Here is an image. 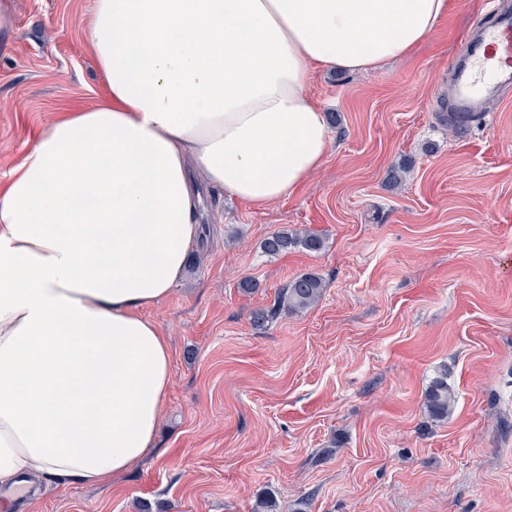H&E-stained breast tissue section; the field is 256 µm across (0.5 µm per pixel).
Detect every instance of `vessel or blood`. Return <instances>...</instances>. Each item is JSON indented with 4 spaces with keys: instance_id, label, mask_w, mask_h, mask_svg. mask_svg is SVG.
<instances>
[{
    "instance_id": "vessel-or-blood-1",
    "label": "vessel or blood",
    "mask_w": 512,
    "mask_h": 512,
    "mask_svg": "<svg viewBox=\"0 0 512 512\" xmlns=\"http://www.w3.org/2000/svg\"><path fill=\"white\" fill-rule=\"evenodd\" d=\"M491 14L487 27L466 34L452 63L448 109L463 119L483 114L489 101L512 91V8Z\"/></svg>"
}]
</instances>
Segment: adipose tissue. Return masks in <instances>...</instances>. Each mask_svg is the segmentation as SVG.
<instances>
[{
	"mask_svg": "<svg viewBox=\"0 0 512 512\" xmlns=\"http://www.w3.org/2000/svg\"><path fill=\"white\" fill-rule=\"evenodd\" d=\"M448 0H92L106 95L39 131L0 185V512L110 484L154 449L171 355L146 307L201 234L191 177L262 208L331 145L312 70L427 40Z\"/></svg>",
	"mask_w": 512,
	"mask_h": 512,
	"instance_id": "1",
	"label": "adipose tissue"
}]
</instances>
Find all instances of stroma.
I'll list each match as a JSON object with an SVG mask.
<instances>
[{
	"instance_id": "1",
	"label": "stroma",
	"mask_w": 512,
	"mask_h": 512,
	"mask_svg": "<svg viewBox=\"0 0 512 512\" xmlns=\"http://www.w3.org/2000/svg\"><path fill=\"white\" fill-rule=\"evenodd\" d=\"M0 34V183L40 127L105 93L83 38L92 0H7ZM484 0H449L434 34L362 72L316 70L331 147L294 195L255 208L199 183L185 276L146 308L172 381L156 448L109 488L53 485L28 512H512V96L449 130V66ZM414 166L402 183L389 172ZM325 248L270 257L275 229ZM314 307L273 305L293 277ZM252 277L259 289L242 292ZM447 368L448 420L424 395ZM326 284L317 273L305 272L290 280L277 294V300L270 309L253 311L251 322L255 328H262L276 315V305L288 311L300 312L313 307L321 299Z\"/></svg>"
}]
</instances>
